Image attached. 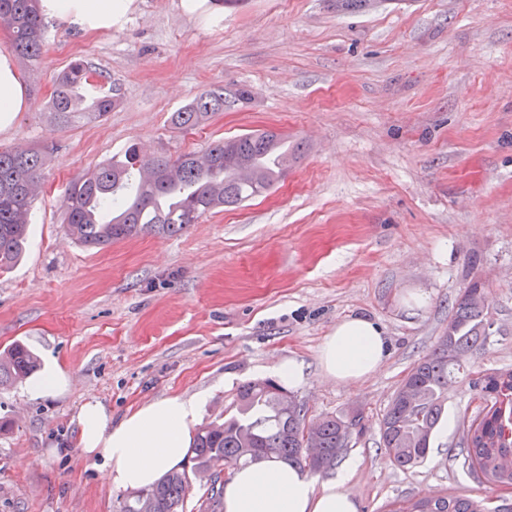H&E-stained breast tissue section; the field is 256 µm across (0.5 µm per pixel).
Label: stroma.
Returning a JSON list of instances; mask_svg holds the SVG:
<instances>
[{"label": "stroma", "mask_w": 512, "mask_h": 512, "mask_svg": "<svg viewBox=\"0 0 512 512\" xmlns=\"http://www.w3.org/2000/svg\"><path fill=\"white\" fill-rule=\"evenodd\" d=\"M133 0L122 26L86 34L46 20L38 65L19 62L28 105L0 148L56 143L22 258L0 273V351L25 343L71 379L34 398L0 388V512H121L77 445L87 398L113 418L162 397L208 392L201 423L234 414L237 392L302 365L294 389L308 415L358 409L342 453L360 512L428 495L499 499L450 456L475 409L467 380L450 386L428 459L401 469L380 423L410 369L436 345L470 281L494 325L475 370L512 368V0H244L211 7ZM90 63L120 102L105 120L60 128L47 102L72 61ZM246 101L182 131L174 112L205 90ZM274 130L294 156L270 191L204 216L174 236L88 249L63 229L71 181L129 145L147 155L204 150L218 138ZM426 293L416 306L415 293ZM365 316L387 349L379 372L340 384L319 350L337 321Z\"/></svg>", "instance_id": "stroma-1"}]
</instances>
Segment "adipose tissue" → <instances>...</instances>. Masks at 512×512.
<instances>
[{
	"instance_id": "1",
	"label": "adipose tissue",
	"mask_w": 512,
	"mask_h": 512,
	"mask_svg": "<svg viewBox=\"0 0 512 512\" xmlns=\"http://www.w3.org/2000/svg\"><path fill=\"white\" fill-rule=\"evenodd\" d=\"M133 0H40L42 14L98 33L120 26ZM27 104V87L13 57L0 51V130L13 123ZM386 342L371 320L352 316L338 322L320 353L325 376L350 383L374 376ZM201 400L162 398L141 405L121 419L96 399L78 408V446L85 458H102L112 487L150 486L180 464L191 441ZM346 461L333 478L318 481L297 465L261 458L233 471L224 483V512H359L345 486L354 469Z\"/></svg>"
}]
</instances>
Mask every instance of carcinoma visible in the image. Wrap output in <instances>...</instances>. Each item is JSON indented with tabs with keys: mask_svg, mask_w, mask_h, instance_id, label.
I'll list each match as a JSON object with an SVG mask.
<instances>
[{
	"mask_svg": "<svg viewBox=\"0 0 512 512\" xmlns=\"http://www.w3.org/2000/svg\"><path fill=\"white\" fill-rule=\"evenodd\" d=\"M0 23L8 26L17 55L30 64L42 56L45 23L39 0H0ZM97 75L76 62L62 71L49 103V115L61 127L100 121L118 102L112 91L88 102L80 86ZM224 87L210 88L175 113L184 131L224 111ZM288 137L274 131L243 134L212 142L201 153L145 156L129 148L76 178L64 199V229L87 247L103 248L144 234L176 235L217 207L239 205L271 190L288 170ZM53 146L0 149V270L13 266L27 244L31 210L39 193L40 171ZM484 287L474 281L460 293L448 319V331L432 352L406 375L380 426L383 447L402 469L423 463L445 411L448 385L468 379L478 398L496 406L478 409L464 422L454 457L478 481L512 485L498 457L512 455V368L483 372L468 368L465 356L483 349L492 335V316ZM30 348L16 342L0 355V386L25 380L36 369ZM361 416L357 411L307 419L303 403L273 379L250 381L238 393L237 413L198 428L188 463L153 487L127 496L121 512H184L191 476L202 471L245 466L260 457L296 463L312 476H325L348 447ZM388 512H485L463 495H433L403 500Z\"/></svg>",
	"mask_w": 512,
	"mask_h": 512,
	"instance_id": "carcinoma-1",
	"label": "carcinoma"
}]
</instances>
